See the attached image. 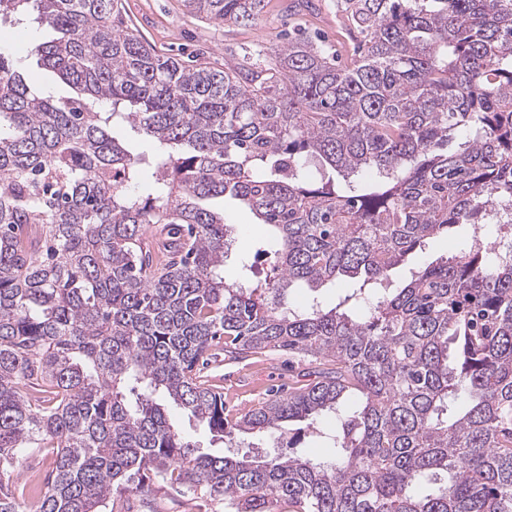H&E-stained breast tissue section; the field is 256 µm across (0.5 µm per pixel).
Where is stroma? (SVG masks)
<instances>
[{
  "label": "stroma",
  "mask_w": 512,
  "mask_h": 512,
  "mask_svg": "<svg viewBox=\"0 0 512 512\" xmlns=\"http://www.w3.org/2000/svg\"><path fill=\"white\" fill-rule=\"evenodd\" d=\"M291 3L292 0H267L261 20L229 31L191 15L183 7L182 0H121L120 18L125 27L171 56L183 60L193 56L214 66L223 65L227 60L239 61L247 51L273 54L298 25L324 36L329 47L339 54L352 50L356 35L345 26L336 9V0H311V9L299 16L291 12ZM48 36L46 29L30 21L12 17L0 19V55L21 71L36 91L65 96L69 93L68 87L54 73L40 66L31 53L33 44ZM224 217L226 223L236 225L242 233L224 260L225 275L235 276L245 260L257 262L263 271H271L272 259L256 255L259 243L266 235L265 227L255 223L252 214L233 201L225 202ZM470 233V226L463 225L451 229L446 237L430 241L425 248L409 256L406 266L393 273V282L401 283L409 268L461 254ZM306 370L299 358L278 351L259 354L242 363L219 358L203 370L202 376L223 393L226 407L242 409L260 400L270 386L304 382ZM169 413L185 436L203 451L215 455L232 454L260 460L276 454L325 458L331 453L324 438L304 429L286 432L279 437L249 434L227 445L211 439L208 432L181 409L173 406Z\"/></svg>",
  "instance_id": "1"
}]
</instances>
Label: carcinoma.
Listing matches in <instances>:
<instances>
[{"instance_id":"cac0c4a2","label":"carcinoma","mask_w":512,"mask_h":512,"mask_svg":"<svg viewBox=\"0 0 512 512\" xmlns=\"http://www.w3.org/2000/svg\"><path fill=\"white\" fill-rule=\"evenodd\" d=\"M183 2L227 28L266 6ZM338 6L348 64L294 37L219 69L117 28L119 0H0L54 32L34 53L73 91L38 93L0 55V512H134L154 486L195 512H512V243L390 287L449 228L512 226V0ZM217 198L271 230L273 279L224 277ZM345 278L329 309L278 303ZM221 339L313 379L232 415L200 376ZM164 399L221 441L331 412L334 451L205 453ZM28 448L54 455L41 486L12 480Z\"/></svg>"}]
</instances>
